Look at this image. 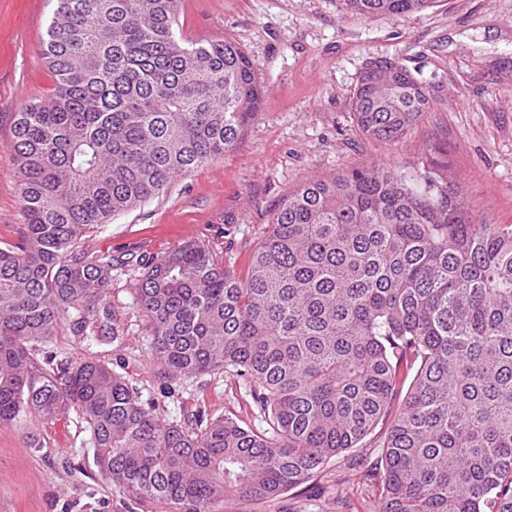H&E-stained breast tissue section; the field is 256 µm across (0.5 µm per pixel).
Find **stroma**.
I'll return each instance as SVG.
<instances>
[{"label": "stroma", "instance_id": "stroma-1", "mask_svg": "<svg viewBox=\"0 0 512 512\" xmlns=\"http://www.w3.org/2000/svg\"><path fill=\"white\" fill-rule=\"evenodd\" d=\"M55 8V0H0L1 244L17 242L23 224L12 123L56 83L41 54ZM178 27L186 40L234 39L263 87L261 110L232 150L86 234L87 253L113 257L109 307L118 334L94 323L80 337L65 325L48 349L73 363H110L161 418L199 407L261 431L266 424L252 409L248 381L181 380L174 396H164L135 305L139 269L129 256L158 258L194 239L242 277L273 212L304 182L373 163L411 171L429 157L447 165L477 221L512 224V0H435L420 12L371 19L346 11L341 0H182ZM372 58L399 60L438 89L431 110L395 142L354 126L351 98ZM33 435L44 448L28 447ZM89 438L75 410L51 422L32 413L0 424V512H170L115 492ZM378 441L369 435L322 476L276 499L226 500L214 512H371L377 491L359 484L351 467L380 456Z\"/></svg>", "mask_w": 512, "mask_h": 512}]
</instances>
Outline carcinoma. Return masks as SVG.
I'll return each mask as SVG.
<instances>
[{"instance_id":"cac0c4a2","label":"carcinoma","mask_w":512,"mask_h":512,"mask_svg":"<svg viewBox=\"0 0 512 512\" xmlns=\"http://www.w3.org/2000/svg\"><path fill=\"white\" fill-rule=\"evenodd\" d=\"M434 2L344 0L365 18ZM180 6L57 0L42 43L55 92L11 130L24 224L0 247V424L78 410L102 473L172 512L274 499L383 425L360 474L381 486L377 512H512V224L474 221L434 161L301 185L243 279L196 241L135 260L166 393L245 379L266 429L199 408L165 421L100 360H38L62 324L110 319L112 256L77 249L86 233L232 149L260 111L246 53L181 38ZM435 100L402 62L374 59L352 110L364 136L395 141Z\"/></svg>"}]
</instances>
